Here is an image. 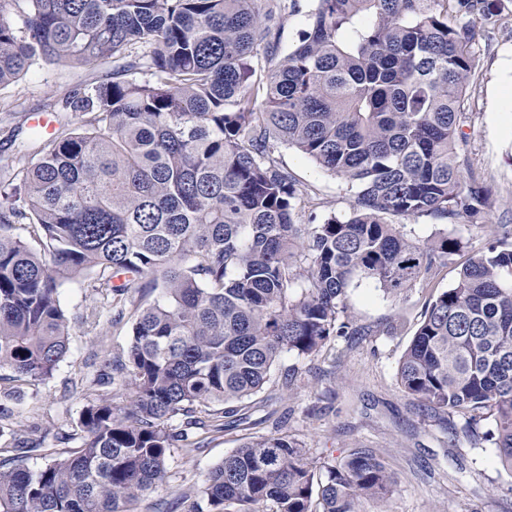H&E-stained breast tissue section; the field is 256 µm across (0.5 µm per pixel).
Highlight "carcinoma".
Returning <instances> with one entry per match:
<instances>
[{"label": "carcinoma", "mask_w": 512, "mask_h": 512, "mask_svg": "<svg viewBox=\"0 0 512 512\" xmlns=\"http://www.w3.org/2000/svg\"><path fill=\"white\" fill-rule=\"evenodd\" d=\"M29 20L18 28L12 9ZM296 0H0V87L39 61L112 62L66 92L77 130L0 165V367L43 382L70 351L58 288L93 291L132 322L105 362L128 404L86 406L80 447L33 471L0 457V512H131L162 486L189 430L221 432L284 353L332 336L349 290L398 296L462 248L411 242L391 218H481L489 189L465 164L474 19L501 0H316L308 30L265 78ZM142 73L143 79L134 74ZM293 148L356 189L349 217L299 224ZM39 226L44 252L10 233ZM512 235L506 224L426 307L398 366L424 409L465 418L512 470ZM160 290L142 306L134 296ZM181 420V426L173 425ZM491 420L481 433L478 424ZM393 473L362 448L320 467L286 435L249 440L213 468L188 512H358Z\"/></svg>", "instance_id": "obj_1"}]
</instances>
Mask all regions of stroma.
<instances>
[{"label":"stroma","instance_id":"1","mask_svg":"<svg viewBox=\"0 0 512 512\" xmlns=\"http://www.w3.org/2000/svg\"><path fill=\"white\" fill-rule=\"evenodd\" d=\"M495 27L477 21L474 92L463 126L472 170L492 190L478 223L444 224L428 216L404 218L408 238L425 242L442 234L465 248L431 282H417L400 296L371 285L352 289L347 316L350 336H335L317 354L282 355L264 389L240 408L239 425L221 433L197 429V449H172L162 490L144 495L135 512H186L210 471L244 438L285 433L302 445L309 461L338 460L355 448L380 454L396 478L389 497L363 502L361 512H512V470L492 443L468 438L452 442L440 415L424 412L399 386V360L412 341L430 295L450 288L467 259L481 251L495 225H512V0ZM111 63L68 69L38 63L16 84L0 89V156L13 153L11 138L30 139L31 118L54 114L63 94L111 76ZM278 160L300 183V221L323 222L351 212L354 193L345 181L318 168L296 150L280 147ZM70 320V352L52 378L30 385L0 369V448L13 449L16 436L37 440L40 452L26 458L44 467L81 442L83 409L103 395L127 402L119 388L102 384V362L126 348L130 327L106 316L104 297L87 280L67 281L58 290ZM103 313L94 331L79 321Z\"/></svg>","mask_w":512,"mask_h":512}]
</instances>
